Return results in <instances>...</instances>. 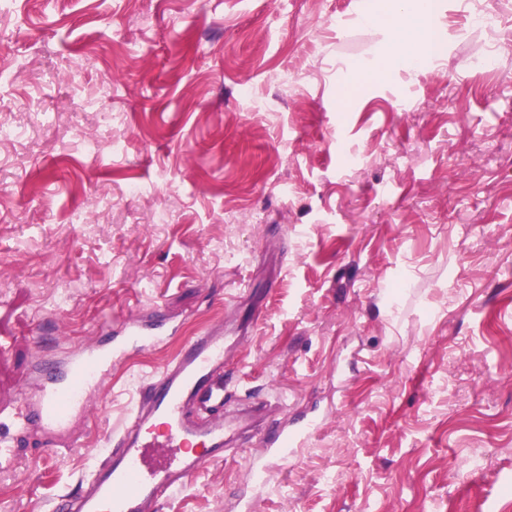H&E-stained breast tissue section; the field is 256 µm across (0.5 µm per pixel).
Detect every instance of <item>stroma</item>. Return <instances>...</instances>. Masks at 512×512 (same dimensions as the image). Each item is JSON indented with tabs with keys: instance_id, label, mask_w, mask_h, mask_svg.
Segmentation results:
<instances>
[{
	"instance_id": "obj_1",
	"label": "stroma",
	"mask_w": 512,
	"mask_h": 512,
	"mask_svg": "<svg viewBox=\"0 0 512 512\" xmlns=\"http://www.w3.org/2000/svg\"><path fill=\"white\" fill-rule=\"evenodd\" d=\"M437 2L438 60L355 94L344 75L388 39L369 0L0 12V407L38 358L109 343L104 316L170 326L106 371L80 448L11 435L0 512H50L218 322L227 413L260 410L151 512H512V0H482V25ZM315 414L255 483L267 432Z\"/></svg>"
}]
</instances>
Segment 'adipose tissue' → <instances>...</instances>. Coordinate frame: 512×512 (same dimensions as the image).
I'll return each mask as SVG.
<instances>
[{
    "label": "adipose tissue",
    "instance_id": "adipose-tissue-1",
    "mask_svg": "<svg viewBox=\"0 0 512 512\" xmlns=\"http://www.w3.org/2000/svg\"><path fill=\"white\" fill-rule=\"evenodd\" d=\"M433 15L431 0H399L397 7L391 9L389 14L383 15L373 11L362 14V21L373 26H383L389 21L397 22L405 17L410 19L411 24L397 38L392 39L383 55L354 67L348 79L349 84L388 80L391 62L396 58L407 59L409 66L414 68L426 63L430 56Z\"/></svg>",
    "mask_w": 512,
    "mask_h": 512
}]
</instances>
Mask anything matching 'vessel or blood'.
Instances as JSON below:
<instances>
[{
  "label": "vessel or blood",
  "mask_w": 512,
  "mask_h": 512,
  "mask_svg": "<svg viewBox=\"0 0 512 512\" xmlns=\"http://www.w3.org/2000/svg\"><path fill=\"white\" fill-rule=\"evenodd\" d=\"M166 332L164 319L132 320L110 349L85 346L62 363L36 364L27 377L26 399L0 409V425L58 433L56 454L71 453L78 442L67 436L68 425L98 389L106 368L131 347L154 345ZM228 351L223 326H213L139 387L122 432L109 439L89 477L58 499L56 512H147L149 503L184 488L201 465L223 458L238 429L224 415ZM318 427V419L309 418L299 430L279 429L264 446L281 458L296 455Z\"/></svg>",
  "instance_id": "obj_1"
}]
</instances>
